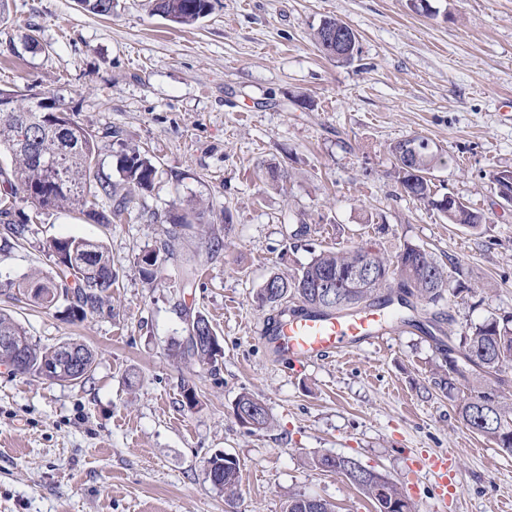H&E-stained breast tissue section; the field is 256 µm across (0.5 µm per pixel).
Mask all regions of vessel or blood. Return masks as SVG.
I'll list each match as a JSON object with an SVG mask.
<instances>
[{"instance_id":"vessel-or-blood-1","label":"vessel or blood","mask_w":512,"mask_h":512,"mask_svg":"<svg viewBox=\"0 0 512 512\" xmlns=\"http://www.w3.org/2000/svg\"><path fill=\"white\" fill-rule=\"evenodd\" d=\"M387 325L385 308L377 306L354 313L296 317L270 327L264 339L278 355L298 364L371 344ZM421 463L434 472L439 497H447L456 488L459 461L455 451L423 457Z\"/></svg>"}]
</instances>
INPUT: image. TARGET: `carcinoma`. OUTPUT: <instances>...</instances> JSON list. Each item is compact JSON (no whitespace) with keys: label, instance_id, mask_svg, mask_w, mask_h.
I'll use <instances>...</instances> for the list:
<instances>
[{"label":"carcinoma","instance_id":"obj_1","mask_svg":"<svg viewBox=\"0 0 512 512\" xmlns=\"http://www.w3.org/2000/svg\"><path fill=\"white\" fill-rule=\"evenodd\" d=\"M86 11L99 15H112V0H78ZM211 9L210 0H152V10L180 26H193L205 18ZM330 24L339 29L347 24L334 18L324 20L313 34L315 43L327 54V29ZM13 104L27 111L28 127L10 121L0 122V153L11 156L13 168L6 179L8 191L0 195V218L5 219L3 229L16 240L29 232L27 221L13 220L11 198L23 193L41 211L77 210L99 224L112 223V213L124 210L128 203L125 187L142 191L152 189L157 169L150 158L138 147L128 146L117 155L119 180L100 176L95 135L81 125L70 121L53 105H36L32 100L10 92ZM67 124L66 133L56 135L53 122ZM442 163L439 149L420 155L417 166L408 168L394 163V177L408 197L431 206L444 214L450 224L476 230L482 216L466 205L453 209L437 205L440 197L434 191L431 171ZM113 203V212L100 209V200ZM55 261L57 277H26L15 285L25 299L45 308L55 306L59 300L68 303L69 315L84 318L89 312H99L112 294V256L101 241L69 237L54 239L49 244ZM366 256L379 273L380 280L366 288H344L334 302L316 298L309 283L322 273L342 274L359 257ZM160 252H146L137 260V267L146 281L154 279L159 267ZM273 283L263 282L257 289L255 300L271 312V320L301 313L323 314L357 311L376 303L408 304L415 297L437 305L449 292L448 269L434 254L420 246L406 244L395 256L387 257L372 246H358L353 250H327L314 256L290 277L273 274ZM214 335L207 317L198 314L187 328V336L175 345L173 356L202 365L216 366L221 347H212L207 337ZM0 336H16L28 360L27 374L40 376L44 365L53 363L56 347L44 348L10 315L0 312ZM459 348L466 367L448 357L445 366L435 371L434 385L448 398H457L458 385L466 384L471 395L458 404L459 415L473 433L494 442L506 454L512 455V403L503 400L501 388L506 382L505 370L512 367V319L491 316L471 326L460 336ZM83 369L78 374L59 373L54 381L72 383L88 378L95 364V354L88 347ZM358 460L338 455L332 472L352 481V471ZM207 472L219 475L216 488L233 495L239 482L238 460L230 455L215 456L207 461ZM368 498L375 512H416L415 503L407 497L387 475L379 472L360 482H354ZM286 512H335L334 505L324 499L312 503L306 495L288 500Z\"/></svg>","mask_w":512,"mask_h":512}]
</instances>
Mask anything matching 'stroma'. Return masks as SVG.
<instances>
[{"label": "stroma", "instance_id": "stroma-1", "mask_svg": "<svg viewBox=\"0 0 512 512\" xmlns=\"http://www.w3.org/2000/svg\"><path fill=\"white\" fill-rule=\"evenodd\" d=\"M212 0L183 28L150 0H114L98 16L77 0H9L0 19V88L30 91L96 136L102 175L116 177L127 144L157 168L111 224L76 211L37 213L22 244L0 238V309L41 346L67 340L96 355L90 377L61 385L0 365V512H285L291 497L336 512H374L344 477L310 456H352L389 476L419 512H502L512 502V455L471 432L433 369L467 325L512 313V205L489 175L512 170V0ZM327 18L356 33L352 62L321 51ZM420 135L447 153L436 191L479 211L471 230L404 195L391 146ZM276 164L279 186L263 171ZM200 203L199 225L143 280L136 259L161 248L170 216ZM308 225L294 237L297 225ZM101 240L115 282L108 311L65 319L17 300L13 282L52 271L51 239ZM223 247H215V240ZM370 244L396 255L420 245L462 290L348 357L294 365L260 332L253 295L325 249ZM197 270L181 286L183 266ZM223 348L210 368L171 355L195 314ZM197 403H183L182 387ZM272 418L249 431L240 393ZM456 449L461 482L447 502L427 454ZM239 462L236 498L214 488L206 462Z\"/></svg>", "mask_w": 512, "mask_h": 512}]
</instances>
